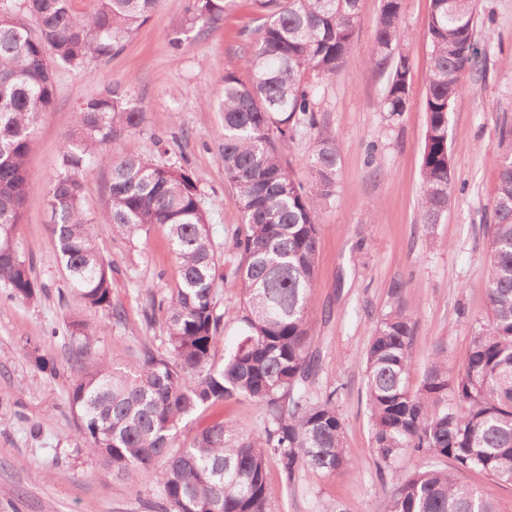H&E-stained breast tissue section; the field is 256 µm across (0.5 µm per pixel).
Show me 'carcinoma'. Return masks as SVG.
<instances>
[{
    "instance_id": "1",
    "label": "carcinoma",
    "mask_w": 512,
    "mask_h": 512,
    "mask_svg": "<svg viewBox=\"0 0 512 512\" xmlns=\"http://www.w3.org/2000/svg\"><path fill=\"white\" fill-rule=\"evenodd\" d=\"M403 0H382L367 57L389 71L380 110L392 119L407 111L408 39ZM158 0H97L87 17L73 16L71 0H15L0 4V283L20 300H35L44 285L14 239L22 208L36 182L27 165L35 127L54 102L60 67L80 69L92 56L120 51L152 16ZM231 0H191L189 21L215 22ZM267 14L261 36L245 56L251 79L224 74L220 132L225 179L235 190L242 224L232 250L213 248L206 211L191 171L141 156L114 157L104 145L139 127L144 113L119 87L85 99L78 132L64 142L48 192L58 260L84 308L120 320L112 301V263L101 253L82 207L83 168L96 161L112 170L100 222L134 237L158 229L168 237L180 283L166 302L168 349L146 348L135 365L102 361L70 388L85 451L112 474L133 483L161 464V512H272L267 466L274 459L285 482L300 469L330 476L352 464L344 445L336 391L312 398L314 376L309 321L319 246L320 207L334 198L338 151L317 141L305 186L286 145L315 129L314 73L333 77L353 48L360 0H256ZM476 0H431L427 127L421 148L419 209L438 224L453 196V142L448 114L462 91L461 76L479 63L474 42ZM486 276L487 319L475 329L465 364L456 369L435 354L418 386L409 384L417 308L395 289L363 364L372 421L371 454L390 468L405 452L437 464L396 474L386 512H500L456 473L478 471L512 487V154L499 165ZM226 280L244 304V333L236 348L215 360L223 315L213 290ZM85 340L100 328L71 321ZM195 379L185 386L187 378ZM234 398L264 409L258 432L214 421L176 446L180 424L200 409Z\"/></svg>"
}]
</instances>
